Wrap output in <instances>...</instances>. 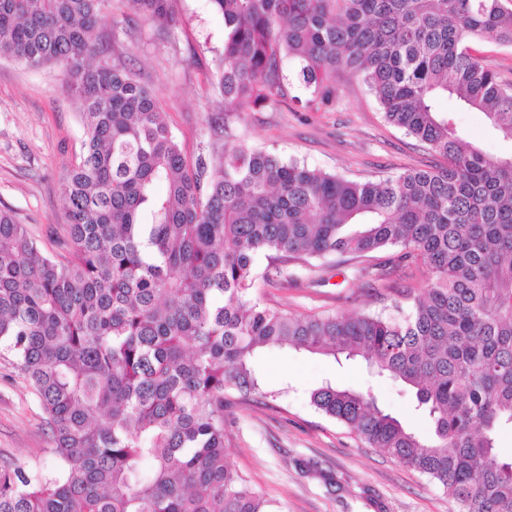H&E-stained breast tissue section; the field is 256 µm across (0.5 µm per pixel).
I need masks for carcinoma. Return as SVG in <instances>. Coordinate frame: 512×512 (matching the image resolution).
Returning a JSON list of instances; mask_svg holds the SVG:
<instances>
[{"mask_svg": "<svg viewBox=\"0 0 512 512\" xmlns=\"http://www.w3.org/2000/svg\"><path fill=\"white\" fill-rule=\"evenodd\" d=\"M112 2L0 0V57L56 68L85 130L61 185L69 256L42 254L0 209V351L31 382L58 461L50 475L0 465V512H282L227 460L224 411L232 391L272 397L253 363L288 347L402 384L425 436L369 393L326 383L309 402L457 512H512V155L462 140L442 107L512 140V82L469 46H512V0H210L223 111L191 156L100 41ZM127 2L173 21L170 0ZM289 63L303 100L288 97ZM343 77L444 164L359 182L236 139L244 106L319 112ZM334 255L393 312L294 314L257 295L288 264L312 273ZM417 262L419 287L393 279Z\"/></svg>", "mask_w": 512, "mask_h": 512, "instance_id": "carcinoma-1", "label": "carcinoma"}]
</instances>
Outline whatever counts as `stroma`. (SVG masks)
I'll list each match as a JSON object with an SVG mask.
<instances>
[{
  "label": "stroma",
  "mask_w": 512,
  "mask_h": 512,
  "mask_svg": "<svg viewBox=\"0 0 512 512\" xmlns=\"http://www.w3.org/2000/svg\"><path fill=\"white\" fill-rule=\"evenodd\" d=\"M172 10L175 24L164 28L115 0L99 34L139 81L155 89L164 121L190 152L205 137L206 114L219 109L208 77L223 48L224 21L209 0H172ZM455 119L466 142L493 156L512 152V141L493 135L482 114L459 110ZM230 124L241 139L282 159L357 180L441 161L388 123L376 94L355 80L337 82L330 111L246 107ZM83 140L78 108L58 70L0 58V208L11 209L39 246L58 256L66 252L68 224L60 179L78 162ZM288 271L298 282L264 291L288 309L347 315L380 308L351 281L348 269H324L311 277L293 265ZM255 369L273 396L231 408L227 457L284 512H456L426 476L365 447L309 403L310 390L329 382L371 393L381 407L421 429L400 384L374 376L359 360L287 349L264 351ZM51 446L28 379L11 355H0V464L53 472Z\"/></svg>",
  "instance_id": "1"
}]
</instances>
